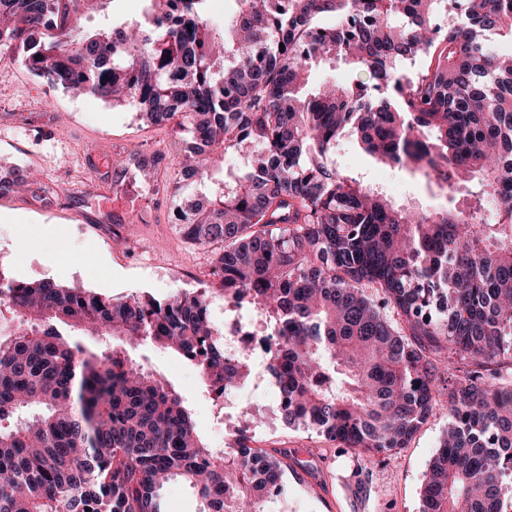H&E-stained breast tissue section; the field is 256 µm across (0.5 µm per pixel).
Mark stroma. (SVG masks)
Masks as SVG:
<instances>
[{
  "label": "stroma",
  "mask_w": 512,
  "mask_h": 512,
  "mask_svg": "<svg viewBox=\"0 0 512 512\" xmlns=\"http://www.w3.org/2000/svg\"><path fill=\"white\" fill-rule=\"evenodd\" d=\"M185 133L152 126L129 105H112L92 93L71 96L30 76L18 63L0 60V170L30 168L38 180L21 194L0 196V267L18 280H53L72 288L124 298L147 292L168 298L213 287L210 248L186 243L174 222L168 194L150 195L139 177L116 169L90 182L83 158L125 159L132 148L159 155L163 185L178 177L177 158ZM337 165L359 173L397 203L424 209L447 205L408 173L376 164L350 140L336 148ZM131 212L113 221V209ZM146 369L164 374L184 398L199 436L221 451L235 427L224 401L201 385L195 367L179 355L150 344L130 349ZM243 402L255 405L262 423L249 430L255 448L288 456L290 471L283 512H421L429 463L449 418L438 411L407 448L371 457L326 441L310 426L286 425L274 392L244 387ZM364 490H357L356 478Z\"/></svg>",
  "instance_id": "obj_1"
}]
</instances>
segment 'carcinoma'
Segmentation results:
<instances>
[{
  "label": "carcinoma",
  "instance_id": "1",
  "mask_svg": "<svg viewBox=\"0 0 512 512\" xmlns=\"http://www.w3.org/2000/svg\"><path fill=\"white\" fill-rule=\"evenodd\" d=\"M108 2L0 0V52L55 90L189 133L174 219L213 248L224 303L276 329L284 422L377 456L445 409L422 512H508L512 54L484 41L512 43V0H234L218 35L206 0H144L154 30H84ZM336 60L370 82L305 92ZM346 137L470 204L392 202L336 167ZM30 185L21 168L0 174V195ZM80 332L112 344L91 352ZM145 343L218 396L251 379L246 354H224L205 289L115 300L0 269V512H161L174 480L206 512H264L283 492L288 463L245 435L222 456L203 443L171 383L127 354ZM456 357L472 368L455 373Z\"/></svg>",
  "mask_w": 512,
  "mask_h": 512
}]
</instances>
